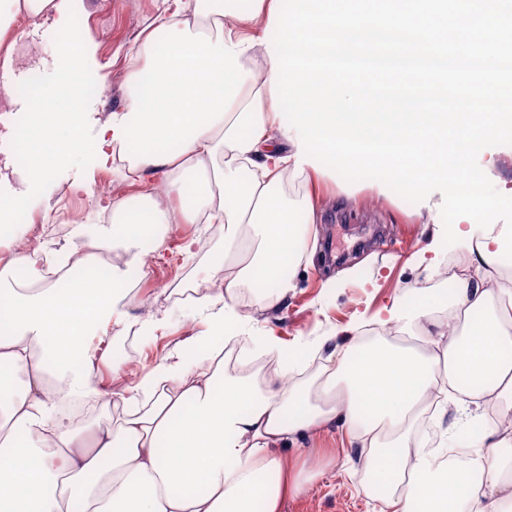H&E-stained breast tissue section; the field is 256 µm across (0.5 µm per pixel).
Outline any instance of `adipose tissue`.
I'll return each instance as SVG.
<instances>
[{
    "label": "adipose tissue",
    "mask_w": 512,
    "mask_h": 512,
    "mask_svg": "<svg viewBox=\"0 0 512 512\" xmlns=\"http://www.w3.org/2000/svg\"><path fill=\"white\" fill-rule=\"evenodd\" d=\"M274 0L223 6L214 28L175 6L145 36L129 66L122 111L112 113L93 142L80 132L81 92L72 79L30 106L22 141L28 155L26 187L33 190L62 161L92 150L109 162L130 152L125 177L140 181L163 172L170 204L153 192L132 213L113 199L111 223L80 245L53 254L57 267L73 255L93 263L102 250L144 236L154 249L169 224L218 225L225 274L218 295L199 298L208 312L207 360L184 348L170 350L137 381L105 389L95 368L108 352L109 328L155 333L163 320L131 323L116 306L123 297L118 274L92 280L49 282L29 255L9 251L0 281L21 275L26 292H0V512H280L283 499L301 494L307 479L291 471L287 450L309 434L338 425L366 450L363 466L387 492L378 512H499L512 486V429L494 425L469 440L474 459L445 457L425 448L416 423L426 409L472 417L476 408L512 406V280L488 284L501 236L489 224L471 247L458 248L448 311L464 320L450 330L432 303L396 299L376 317L381 328L417 331L424 350L386 337L333 347L315 376L295 380L298 356L265 339L276 364L261 381L226 374L220 357L228 340L243 353L235 302L276 282L286 299L294 285L284 267L307 257L319 218L311 196L289 198L286 175L295 173V132L286 131L271 99L273 75L265 28ZM69 0H0V34L21 20L65 14ZM61 384L48 391V377ZM113 409L112 428L93 429L65 415L66 402Z\"/></svg>",
    "instance_id": "1"
}]
</instances>
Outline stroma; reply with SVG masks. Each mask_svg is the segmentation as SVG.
<instances>
[{
  "label": "stroma",
  "mask_w": 512,
  "mask_h": 512,
  "mask_svg": "<svg viewBox=\"0 0 512 512\" xmlns=\"http://www.w3.org/2000/svg\"><path fill=\"white\" fill-rule=\"evenodd\" d=\"M169 6V0H77L68 26L95 42L94 53L77 65L58 49L56 15L11 32L7 40L15 65L6 80L13 85L16 100L11 104L0 101V113L6 116L0 125V151L20 152L11 132L25 121L27 100L37 90L71 75L81 88L85 135H94L110 113L122 111L127 60L139 44L138 35L164 16ZM102 181L119 187L121 195L130 198L143 190V184L125 181L115 165L101 164L93 151H84L77 159L64 161L27 196L23 225L0 231V243L12 244L26 225L53 224L64 213L95 230L101 213L94 188ZM308 193L316 196L322 211L311 264L294 268L296 288L286 300L249 298L245 315L254 335L270 334L293 347L312 345L307 366L295 372L299 379L342 343L341 328L373 317L396 297L415 303L427 294L443 302L452 288L448 282L433 285L425 265L415 261L423 231L415 217L417 204L395 195L379 196L369 187L348 197L333 179L311 175L300 177L289 190L290 196L298 198ZM196 231V225H182L168 241L169 257L152 264L148 277L132 268L125 271L129 296L119 305V312L131 321L162 315L168 319L165 334L136 341L139 366L159 362L173 346L207 329L189 289L209 285L224 240L220 233L208 232L192 258L178 261L183 237ZM351 451L347 437L334 426L289 449L288 457L296 468L312 472L313 478L303 494L284 500L281 512H368L360 472L345 473L334 464L335 458Z\"/></svg>",
  "instance_id": "35a3bbf8"
}]
</instances>
